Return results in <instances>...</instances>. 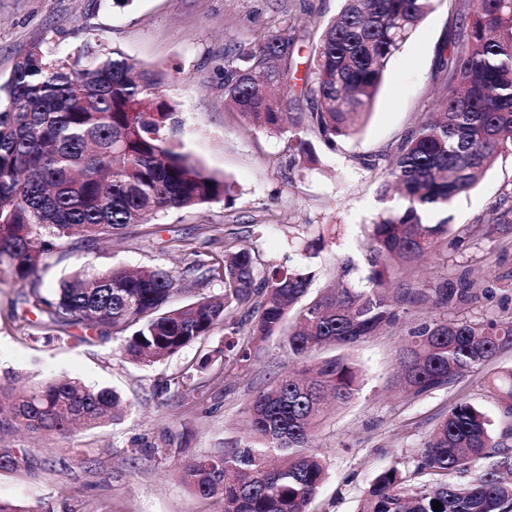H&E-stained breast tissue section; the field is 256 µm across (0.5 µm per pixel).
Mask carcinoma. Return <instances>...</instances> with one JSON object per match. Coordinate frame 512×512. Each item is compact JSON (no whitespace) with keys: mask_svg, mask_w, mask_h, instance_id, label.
<instances>
[{"mask_svg":"<svg viewBox=\"0 0 512 512\" xmlns=\"http://www.w3.org/2000/svg\"><path fill=\"white\" fill-rule=\"evenodd\" d=\"M434 0H343L322 28L286 26L224 53V104L248 125L286 140L290 162L314 163L309 132L332 147L355 137L373 109L388 64L425 20ZM455 24L439 48L434 80L443 94L434 116L410 128L387 156L381 194L404 200L386 208L365 232L371 253L366 287L348 282L354 265L338 264L341 283L311 292L313 272L264 263L253 246L224 240L206 273L224 284L223 298L170 306L180 278L164 268H79L54 288L32 293L49 335L88 323L123 354L153 365L224 327V356L251 360L258 344L285 338L302 360L335 346L350 349L396 326L401 313L426 305L447 309L474 296L468 271L453 279L417 277L410 288L386 284L420 257L484 234L512 238V208L488 212L452 235L448 220L431 224L427 209H445L473 189L493 162L512 154V0H448ZM313 47L300 96L306 112L284 121L285 89L296 54ZM164 76L119 50L86 44L66 54L32 48L0 78V265L26 280L58 249L96 243L172 210L230 197L234 183L208 173L166 136L175 123ZM512 347V318L485 323L431 318L410 332L397 382L416 398L482 369ZM361 369L347 356L320 357L298 374L275 378L250 400L249 436L231 448L190 458L179 480L221 512H309L325 478L311 452L324 405L358 394ZM488 388L512 418V367ZM120 395L78 379L50 378L0 386V435L18 429L71 435L118 419ZM512 425L494 434L493 420L460 401L417 451L413 474L439 479L412 484L391 467L371 483L359 512H512ZM488 465L466 481L448 475Z\"/></svg>","mask_w":512,"mask_h":512,"instance_id":"1","label":"carcinoma"}]
</instances>
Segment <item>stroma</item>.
Returning <instances> with one entry per match:
<instances>
[{
	"label": "stroma",
	"mask_w": 512,
	"mask_h": 512,
	"mask_svg": "<svg viewBox=\"0 0 512 512\" xmlns=\"http://www.w3.org/2000/svg\"><path fill=\"white\" fill-rule=\"evenodd\" d=\"M340 6V0H129L123 7L112 0H0V76L36 46L60 53L87 43L121 50L165 73L163 95L178 120L172 141L209 172L235 182L232 201L169 212L130 227L114 243L89 249L71 243L27 280L0 268V383L66 376L117 388L127 404L120 420L99 428L67 437L21 431L1 440L0 446L26 452L30 465L0 470V500L23 502L33 512H219V504L196 497L179 481L176 467L243 439L253 394L297 365L282 338H271L248 363L221 359L198 370L204 355L223 346L219 328L169 360L143 367L124 358L120 341L99 340L93 327L71 326L47 339L30 334L19 319L30 314L31 292L49 294L80 264L179 274L209 262L224 237L252 244L269 263L332 275L338 259L349 258L367 270L364 229L387 203L379 197L380 170L364 161L395 147L431 112L436 51L454 28L446 0H436L392 60L361 132L332 148L311 135L316 163L289 166L280 136L250 127L224 107L225 47L285 23L323 26ZM494 205L512 207V154L500 156L452 206L430 210L428 220L446 218L459 229ZM319 234L324 248L310 249ZM421 267L450 278L468 269L487 287L479 301L449 310V317H512V240L490 235L456 250L443 248L423 258ZM427 318L425 310H409L394 331L351 349L363 370L361 389L317 427L313 449L326 476L310 512H358L377 474L392 466L414 469L417 448L458 401L492 409L496 428L507 426L493 409L482 370L415 400L391 390L406 334ZM173 377L184 380L175 393L163 388Z\"/></svg>",
	"instance_id": "stroma-1"
}]
</instances>
